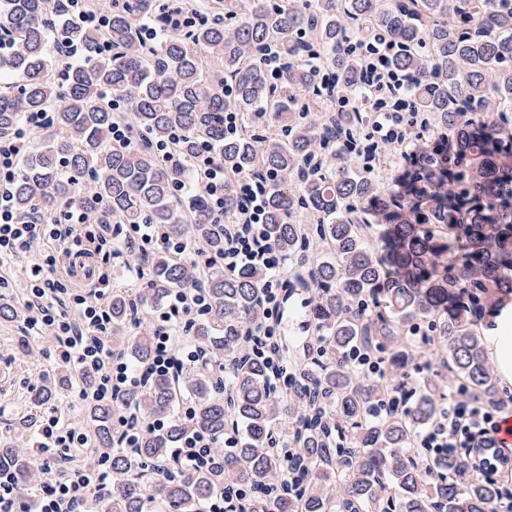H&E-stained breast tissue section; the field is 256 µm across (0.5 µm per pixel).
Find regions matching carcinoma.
I'll use <instances>...</instances> for the list:
<instances>
[{
  "label": "carcinoma",
  "mask_w": 512,
  "mask_h": 512,
  "mask_svg": "<svg viewBox=\"0 0 512 512\" xmlns=\"http://www.w3.org/2000/svg\"><path fill=\"white\" fill-rule=\"evenodd\" d=\"M208 22L147 47L137 23L160 21L156 0H112L106 36L64 21L52 0H0V135L25 112H49V140L25 157L16 203L53 211L71 200L103 210L114 224H159L215 257L240 204L224 185V219L201 196L185 202L176 178L192 171L208 140L224 174L267 184L270 242L288 257L284 301H305L304 336L291 346L286 376H273L250 334L265 273L197 277L193 261L163 250L140 259L138 302L112 292V345L141 366L153 336L137 317L177 289L203 288L209 310L188 341L203 358L181 380L154 374L118 404L165 427L139 446L116 447L113 406L89 407L95 444L112 454V488L99 512H202L219 491L237 512H493L495 482L465 477L454 456L415 448L442 399L433 385L407 410L389 407V376L361 375L351 348L369 344L397 366L411 361L415 336L439 337L441 359L470 397L491 404L499 387L483 342L488 308L512 297V0H200ZM234 21L230 26L224 20ZM395 42L392 67L412 83L380 104L408 125L452 144L433 162L427 138L394 163L387 186L373 174L391 147L366 113L342 99L370 82L372 31ZM80 58L59 76L51 46ZM280 75L270 81L268 62ZM137 138L111 141L117 113ZM244 130H224V113ZM183 133V168L154 145ZM365 161L364 170L353 157ZM61 372L39 394L57 398ZM218 442L235 424L245 435L214 450L196 472L177 468L174 451L186 422ZM291 419L273 439L280 417ZM27 480L33 456L0 448V463Z\"/></svg>",
  "instance_id": "cac0c4a2"
}]
</instances>
